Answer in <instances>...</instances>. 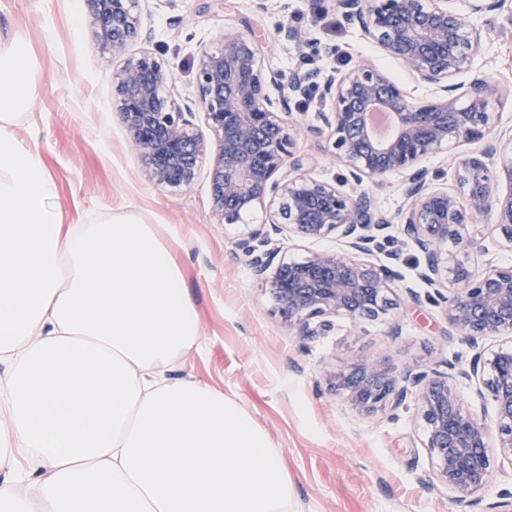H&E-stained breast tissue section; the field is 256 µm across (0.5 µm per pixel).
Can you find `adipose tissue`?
I'll list each match as a JSON object with an SVG mask.
<instances>
[{"label": "adipose tissue", "instance_id": "1", "mask_svg": "<svg viewBox=\"0 0 512 512\" xmlns=\"http://www.w3.org/2000/svg\"><path fill=\"white\" fill-rule=\"evenodd\" d=\"M30 54L22 33L0 40V512H288L266 433L223 391L165 376L202 341L154 225L50 209L56 184L15 130Z\"/></svg>", "mask_w": 512, "mask_h": 512}]
</instances>
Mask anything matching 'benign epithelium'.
<instances>
[{
	"label": "benign epithelium",
	"mask_w": 512,
	"mask_h": 512,
	"mask_svg": "<svg viewBox=\"0 0 512 512\" xmlns=\"http://www.w3.org/2000/svg\"><path fill=\"white\" fill-rule=\"evenodd\" d=\"M140 0H86L95 20V37L112 55L125 53L139 31ZM506 0H470L471 14L448 10V0H335L347 24L359 29L383 55L396 61L416 81L433 87L425 102L415 101L403 85L369 60L318 77L299 68L284 75L266 74L260 45L241 35L224 36V44L203 55L196 72L199 103L214 134L210 150L199 135L189 105L175 99L165 62L144 50L126 59L113 78L112 108L119 114L131 148L140 156L155 185L190 187L204 161H209L212 211L219 224H239L242 215L260 205L269 227L238 243L262 287L272 297L273 313L296 335L324 336L333 318L352 323L377 320L391 306L392 285L401 274L392 264L370 256L381 249L380 237L399 224L426 256L421 279L429 286L441 280L456 285L439 300L448 321L472 344L489 336L512 335V267L490 266L475 276L466 263L444 250L452 244H474L468 228L488 216L491 227L512 245V165L493 170L496 146L488 99L497 88L474 66L492 18ZM486 17L485 27L470 15ZM279 34L304 55H334L337 48H311L306 34L284 26ZM469 75L468 83L459 76ZM278 96L270 97L267 86ZM315 106L316 123L293 116L303 105ZM388 116L386 132L376 130L374 117ZM326 139L343 169L329 182L305 174L280 176L300 169L293 149L299 139ZM487 141L484 149L460 158L465 200L435 186L421 161L429 154L464 143ZM391 175L402 179L404 206L383 211L369 188H380ZM509 184L499 190L500 180ZM289 230L302 238L330 235L347 250L321 251L301 260L279 255L270 234ZM488 372L485 388L497 407V447L512 455V350L491 360L474 356L470 373ZM329 385L345 393L356 411L371 415L407 397L420 403L427 425L426 447L437 464V477L459 494V500L483 489L491 478L489 432L483 421L465 411L448 380L406 372L398 381L375 362L355 371L333 374Z\"/></svg>",
	"instance_id": "benign-epithelium-1"
}]
</instances>
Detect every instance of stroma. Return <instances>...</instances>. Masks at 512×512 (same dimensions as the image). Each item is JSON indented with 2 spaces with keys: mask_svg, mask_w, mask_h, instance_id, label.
<instances>
[{
  "mask_svg": "<svg viewBox=\"0 0 512 512\" xmlns=\"http://www.w3.org/2000/svg\"><path fill=\"white\" fill-rule=\"evenodd\" d=\"M140 8V32L126 56L149 50L164 59L183 103L199 100L202 53L219 50L227 35L252 31L263 39L264 72L344 70L369 59L413 98L432 94L345 24L333 0H142ZM502 24V33L487 39L474 59L475 68L509 93L488 104L494 132L502 137L492 160L498 171L512 164V20ZM283 26L300 29L313 44H336L338 55L299 58L279 40ZM17 30L29 39L36 85L17 131L57 183L54 207L67 224L132 215L155 225L184 270L203 342L202 351L178 358L169 375L223 390L266 431L293 485L288 512H503L512 492L511 456L492 449L489 483L457 502L436 477L415 398L398 410L365 416L323 378L372 361L397 377L408 370L441 377L464 408L496 432V407L482 377L465 371L475 352L491 355L512 338L489 337L474 346L456 330L443 304L431 301L432 289L419 277L425 257L400 225L390 226L377 255L396 262L403 275L389 314L358 327L340 316L328 335L300 339L273 315L268 294L236 248L242 234L265 221V210L253 208L240 224H219L207 171L175 192L145 177L112 110V80L126 56H113L95 41L85 0H0V35ZM295 154L303 173L313 177L331 181L341 172L324 141L301 139ZM464 259L478 274L491 264L512 265V247L486 228Z\"/></svg>",
  "mask_w": 512,
  "mask_h": 512,
  "instance_id": "obj_1",
  "label": "stroma"
}]
</instances>
